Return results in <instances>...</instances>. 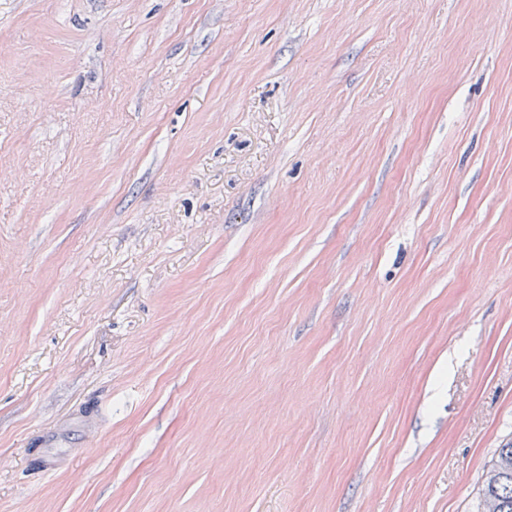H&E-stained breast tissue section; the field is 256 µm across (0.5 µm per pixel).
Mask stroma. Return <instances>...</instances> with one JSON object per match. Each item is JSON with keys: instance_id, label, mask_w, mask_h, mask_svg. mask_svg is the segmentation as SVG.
Returning <instances> with one entry per match:
<instances>
[{"instance_id": "obj_1", "label": "stroma", "mask_w": 512, "mask_h": 512, "mask_svg": "<svg viewBox=\"0 0 512 512\" xmlns=\"http://www.w3.org/2000/svg\"><path fill=\"white\" fill-rule=\"evenodd\" d=\"M512 440V0H0V512H480Z\"/></svg>"}]
</instances>
